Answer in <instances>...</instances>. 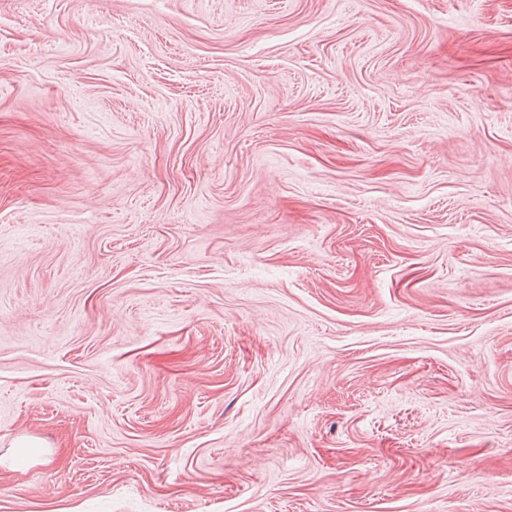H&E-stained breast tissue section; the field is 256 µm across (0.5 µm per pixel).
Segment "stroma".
<instances>
[{"mask_svg": "<svg viewBox=\"0 0 512 512\" xmlns=\"http://www.w3.org/2000/svg\"><path fill=\"white\" fill-rule=\"evenodd\" d=\"M0 512H512V0H0Z\"/></svg>", "mask_w": 512, "mask_h": 512, "instance_id": "35a3bbf8", "label": "stroma"}]
</instances>
